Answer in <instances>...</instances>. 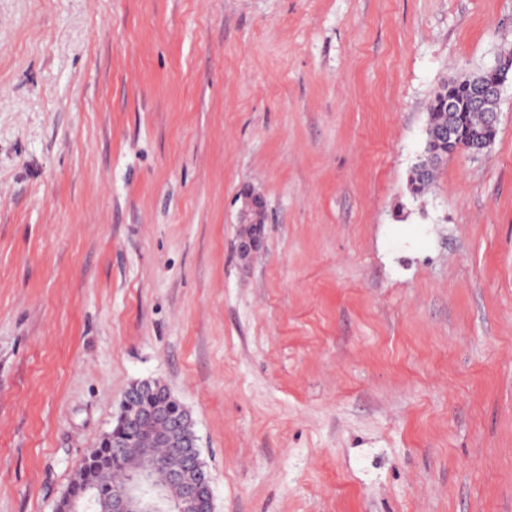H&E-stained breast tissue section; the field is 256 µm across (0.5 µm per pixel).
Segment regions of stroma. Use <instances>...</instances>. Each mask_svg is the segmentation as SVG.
I'll return each instance as SVG.
<instances>
[{
	"label": "stroma",
	"mask_w": 512,
	"mask_h": 512,
	"mask_svg": "<svg viewBox=\"0 0 512 512\" xmlns=\"http://www.w3.org/2000/svg\"><path fill=\"white\" fill-rule=\"evenodd\" d=\"M506 50L512 0H0V512L151 379L214 512H512V77L409 187ZM482 78L487 83L494 82L497 73L493 70L483 69L474 76L465 75L442 83L433 95L429 106L430 125L439 126L448 124L451 120L459 134L460 143H464L475 131L481 130L486 123V130L473 135L465 145H456V129L451 125L435 127L432 142L437 145L448 144V152L433 151L432 165H438L448 158L459 155L478 156L492 146L499 124L497 105L474 104L471 94V83L474 78ZM453 102L454 109H448V102ZM494 111V112H492ZM486 112L488 120L486 121ZM426 141L424 153L436 149V145ZM263 209L264 206L260 197L253 194H247L243 199V203L239 211V223L250 224V226L255 229L256 239L261 233V224H265V222L260 218L262 216ZM256 239L242 241L239 248L243 256H246L251 252L256 243Z\"/></svg>",
	"instance_id": "35a3bbf8"
}]
</instances>
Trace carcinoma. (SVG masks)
<instances>
[{
    "label": "carcinoma",
    "instance_id": "carcinoma-1",
    "mask_svg": "<svg viewBox=\"0 0 512 512\" xmlns=\"http://www.w3.org/2000/svg\"><path fill=\"white\" fill-rule=\"evenodd\" d=\"M475 78L490 83L496 80L497 73L483 69L472 77L465 75L448 80L438 87L429 106L430 125L453 122L462 142L484 127L486 113L497 111L493 103L480 106L473 102L471 83ZM135 392L144 407H165L174 399L170 389L156 381L147 386L138 385ZM167 428L164 421L147 419L139 428L130 430L122 419H116L112 430L87 451L68 490L73 497L74 512H112V486L123 482L127 472L139 465L138 449L145 447L150 435ZM117 435L124 438V446L128 448L123 467L112 463V439Z\"/></svg>",
    "mask_w": 512,
    "mask_h": 512
}]
</instances>
